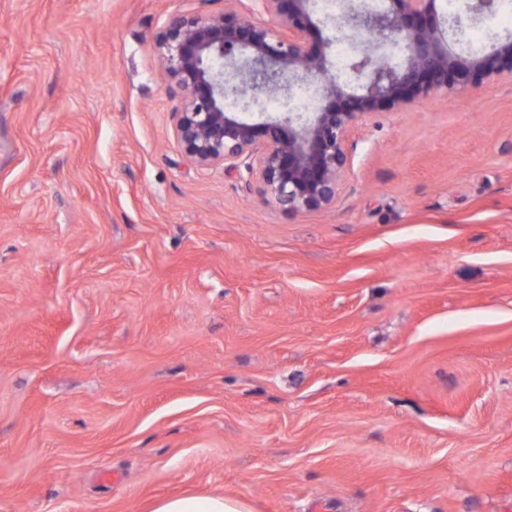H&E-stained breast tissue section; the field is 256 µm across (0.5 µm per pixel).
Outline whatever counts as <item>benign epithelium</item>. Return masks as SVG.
<instances>
[{
  "label": "benign epithelium",
  "instance_id": "1",
  "mask_svg": "<svg viewBox=\"0 0 512 512\" xmlns=\"http://www.w3.org/2000/svg\"><path fill=\"white\" fill-rule=\"evenodd\" d=\"M277 28L252 12L229 6L209 16L176 15L156 36V47L180 98L175 135L199 167L223 166L257 180L265 199L287 213L323 210L336 202L350 168L348 140L377 112H399L415 98L448 93L468 83L512 80V35L479 53L455 52L434 14L436 0H389L374 11L366 0H340L334 31L310 44L318 29L311 0H257ZM469 20L488 18L497 0H466ZM395 34L404 58L393 64L384 40L362 49L365 29ZM341 75L330 78L333 59ZM315 77L324 104L312 112H243L264 96Z\"/></svg>",
  "mask_w": 512,
  "mask_h": 512
}]
</instances>
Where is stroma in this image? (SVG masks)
Returning <instances> with one entry per match:
<instances>
[{
  "label": "stroma",
  "mask_w": 512,
  "mask_h": 512,
  "mask_svg": "<svg viewBox=\"0 0 512 512\" xmlns=\"http://www.w3.org/2000/svg\"><path fill=\"white\" fill-rule=\"evenodd\" d=\"M224 5L0 0V512H512V82L288 214L175 136L155 36ZM150 512H251V509L242 499L224 494H207L159 500Z\"/></svg>",
  "instance_id": "35a3bbf8"
}]
</instances>
